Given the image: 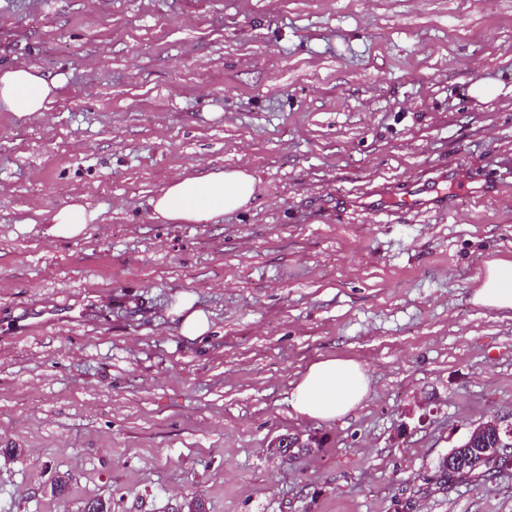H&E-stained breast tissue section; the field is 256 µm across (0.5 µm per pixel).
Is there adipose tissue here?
Here are the masks:
<instances>
[{"label": "adipose tissue", "instance_id": "1", "mask_svg": "<svg viewBox=\"0 0 512 512\" xmlns=\"http://www.w3.org/2000/svg\"><path fill=\"white\" fill-rule=\"evenodd\" d=\"M57 85L35 68L19 65L0 71V107L20 115L45 112ZM255 176L244 169L212 170L173 178L150 204L156 219L169 224H206L229 213L248 209L256 192ZM97 212L78 202L53 212L51 236L80 237ZM475 304L512 310V261L487 262L476 278ZM368 392V380L360 364L327 358L309 366L295 384L289 403L300 415L331 422L358 407Z\"/></svg>", "mask_w": 512, "mask_h": 512}]
</instances>
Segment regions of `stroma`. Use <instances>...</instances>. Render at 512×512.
I'll return each instance as SVG.
<instances>
[{"mask_svg":"<svg viewBox=\"0 0 512 512\" xmlns=\"http://www.w3.org/2000/svg\"><path fill=\"white\" fill-rule=\"evenodd\" d=\"M16 65L58 87L0 108V512H512V469L435 478L512 415V311L472 301L512 260V0H0ZM203 167L249 209L156 220ZM326 358L369 379L329 423L289 403ZM98 213L87 210L81 203H70L53 212L47 220L50 224L47 233L54 237L74 239L80 237L87 224H93ZM177 316L180 319V332L189 340L205 336L210 330V320L202 311L194 307V298L185 295L179 305Z\"/></svg>","mask_w":512,"mask_h":512,"instance_id":"stroma-1","label":"stroma"}]
</instances>
